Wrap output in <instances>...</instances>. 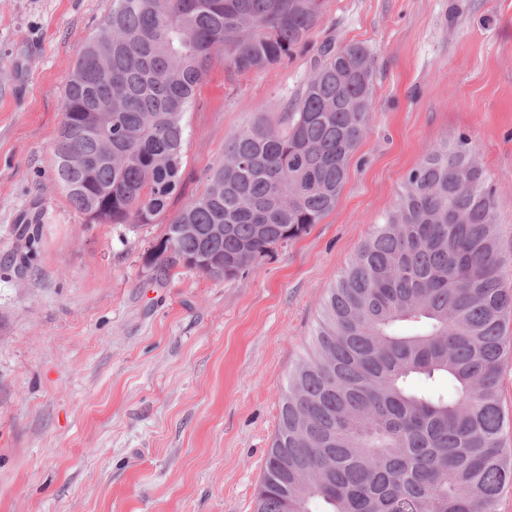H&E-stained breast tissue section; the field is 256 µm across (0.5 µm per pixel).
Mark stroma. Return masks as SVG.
<instances>
[{
    "label": "stroma",
    "instance_id": "35a3bbf8",
    "mask_svg": "<svg viewBox=\"0 0 512 512\" xmlns=\"http://www.w3.org/2000/svg\"><path fill=\"white\" fill-rule=\"evenodd\" d=\"M112 0H0V512H254L288 374L326 289L434 146L468 138L512 254V0H326L306 48L216 55L180 181L143 226L93 224L53 177L64 89ZM374 58L335 208L233 279L150 263L224 143L283 106L326 39Z\"/></svg>",
    "mask_w": 512,
    "mask_h": 512
}]
</instances>
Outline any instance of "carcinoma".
<instances>
[{
	"mask_svg": "<svg viewBox=\"0 0 512 512\" xmlns=\"http://www.w3.org/2000/svg\"><path fill=\"white\" fill-rule=\"evenodd\" d=\"M324 0H112L64 91L54 174L99 224H151L214 54L237 74L305 46ZM372 53L324 43L284 104L224 144L153 255L232 278L331 211L371 120ZM499 201L468 139L432 148L326 294L288 375L255 512H498L512 487L500 378L512 291Z\"/></svg>",
	"mask_w": 512,
	"mask_h": 512,
	"instance_id": "cac0c4a2",
	"label": "carcinoma"
}]
</instances>
